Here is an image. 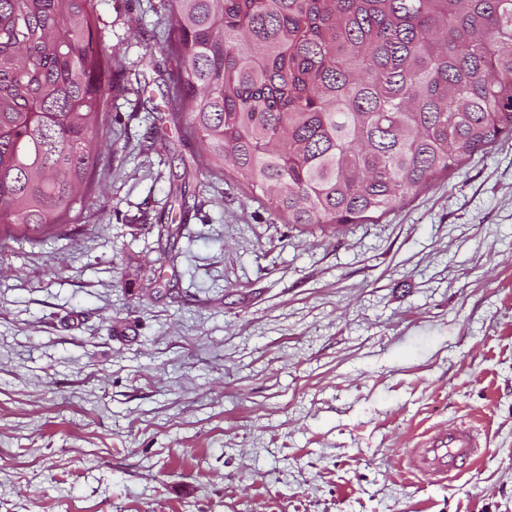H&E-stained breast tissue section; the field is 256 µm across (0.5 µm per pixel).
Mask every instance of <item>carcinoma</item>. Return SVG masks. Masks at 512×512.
Wrapping results in <instances>:
<instances>
[{
	"label": "carcinoma",
	"mask_w": 512,
	"mask_h": 512,
	"mask_svg": "<svg viewBox=\"0 0 512 512\" xmlns=\"http://www.w3.org/2000/svg\"><path fill=\"white\" fill-rule=\"evenodd\" d=\"M166 7L164 120L285 224H377L512 139V0ZM125 80L96 0H0V224L82 223Z\"/></svg>",
	"instance_id": "1"
}]
</instances>
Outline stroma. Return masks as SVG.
Listing matches in <instances>:
<instances>
[{
	"label": "stroma",
	"instance_id": "35a3bbf8",
	"mask_svg": "<svg viewBox=\"0 0 512 512\" xmlns=\"http://www.w3.org/2000/svg\"><path fill=\"white\" fill-rule=\"evenodd\" d=\"M98 11L141 88L87 223L0 233V512H512V139L379 223L286 224L162 120L164 0ZM461 420L473 468L413 474Z\"/></svg>",
	"mask_w": 512,
	"mask_h": 512
}]
</instances>
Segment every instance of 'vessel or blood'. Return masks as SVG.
Listing matches in <instances>:
<instances>
[{"label": "vessel or blood", "instance_id": "b4317fda", "mask_svg": "<svg viewBox=\"0 0 512 512\" xmlns=\"http://www.w3.org/2000/svg\"><path fill=\"white\" fill-rule=\"evenodd\" d=\"M479 450L478 430L462 422L425 440L419 447L415 468L434 476L458 475L475 464Z\"/></svg>", "mask_w": 512, "mask_h": 512}]
</instances>
